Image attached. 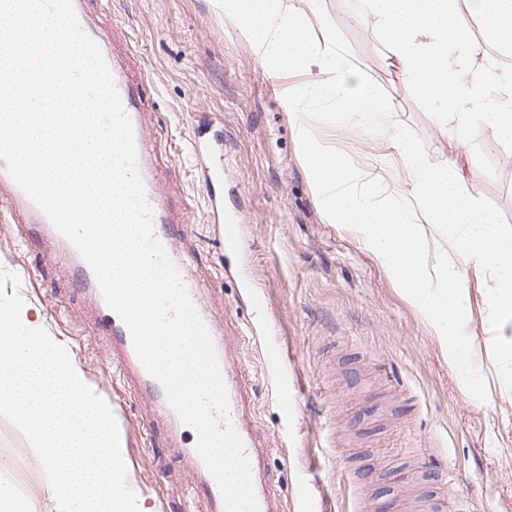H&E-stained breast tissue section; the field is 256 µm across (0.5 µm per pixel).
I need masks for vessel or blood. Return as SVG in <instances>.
Instances as JSON below:
<instances>
[{
  "label": "vessel or blood",
  "mask_w": 512,
  "mask_h": 512,
  "mask_svg": "<svg viewBox=\"0 0 512 512\" xmlns=\"http://www.w3.org/2000/svg\"><path fill=\"white\" fill-rule=\"evenodd\" d=\"M114 82L119 93L123 109L133 128L134 140L139 166H146L150 156L149 141L145 134L143 115L146 111L144 100L140 94V85L148 84L147 72H140L138 82H131L127 73L115 75ZM146 199L153 210L155 234L163 244L167 253L178 250L177 243L183 234L178 225L169 218L165 198L150 174L141 176ZM203 183L206 192L208 209L213 223L222 225L225 246H232L237 240L236 226L239 217L224 207V166L221 161H213L203 170ZM0 218L9 223L20 225L25 232H32L34 225L46 223V215L30 200L24 191L13 181L5 169L4 161L0 160ZM108 342L112 345V358L119 366L125 385L148 394L156 399L158 409L163 414H170L161 384L147 373L140 363L132 342L131 333L120 317H113L108 326ZM222 377L227 390L230 418L234 428L241 437L248 458H255L257 448L262 441L251 429V391L249 379L238 369L231 348H220L216 351ZM254 492L259 505V512H274L276 494L273 485L264 472L257 470Z\"/></svg>",
  "instance_id": "1"
}]
</instances>
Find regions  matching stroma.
<instances>
[{"mask_svg": "<svg viewBox=\"0 0 512 512\" xmlns=\"http://www.w3.org/2000/svg\"><path fill=\"white\" fill-rule=\"evenodd\" d=\"M338 47L362 62L393 119L432 164L471 159L469 193L512 229V147L472 125L448 139L418 90L385 62L386 47L354 19L355 0H317ZM92 27L123 57L133 48L155 96L145 114L153 173L194 250L188 287L198 311L236 335L252 384L253 426L267 441L262 463L284 512H356L359 497L391 505L405 487L417 497L460 498L468 512H512V395L466 393L419 311L386 271L317 204L298 131L280 99L294 87L307 128L347 154L359 171L390 165L394 141L330 123L331 100L313 97L309 76L264 75L215 0H85ZM220 134L224 204L241 217V247L221 249L204 203L191 141ZM61 243L25 237L0 221V267L15 273L29 318L70 345L94 392L112 406L127 480L152 512H211L203 491L185 493V450L194 430L158 424L154 406L120 382L103 339L101 302L77 283ZM483 280L469 279L465 341L491 366ZM232 321H225V311ZM24 512H50L41 463L24 434L0 417V484Z\"/></svg>", "mask_w": 512, "mask_h": 512, "instance_id": "1", "label": "stroma"}]
</instances>
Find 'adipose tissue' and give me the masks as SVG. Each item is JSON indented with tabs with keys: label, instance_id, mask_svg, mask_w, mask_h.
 <instances>
[{
	"label": "adipose tissue",
	"instance_id": "obj_1",
	"mask_svg": "<svg viewBox=\"0 0 512 512\" xmlns=\"http://www.w3.org/2000/svg\"><path fill=\"white\" fill-rule=\"evenodd\" d=\"M316 0H218L270 76L289 69L307 72L317 94L332 98L334 120L389 130L391 107L367 84L358 65L337 49L333 30L317 13ZM388 50L390 64L418 87L441 131L460 138L480 122L503 146L512 145V70L488 53L512 52V0H368L357 17ZM470 86L461 96V86ZM412 205L400 196L386 205H349L346 192L359 187L378 197L379 179L360 178L346 157L310 134L302 152L316 196L331 222L353 233L420 311L439 341L448 367L468 387L512 391V353L499 351L491 369L462 339L471 318L468 277L486 282L485 318L492 328L512 324V231L499 224L467 190L455 162L435 165L402 143Z\"/></svg>",
	"mask_w": 512,
	"mask_h": 512
}]
</instances>
